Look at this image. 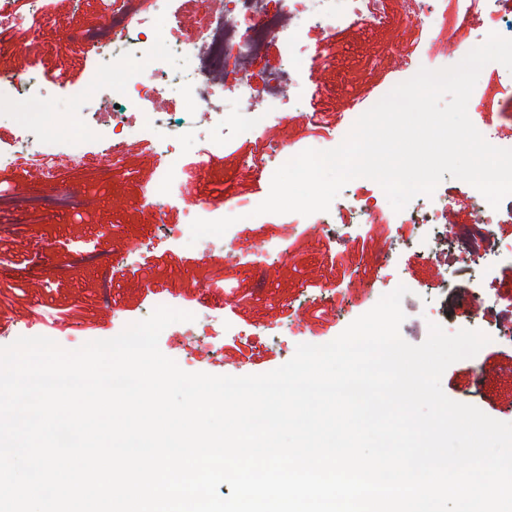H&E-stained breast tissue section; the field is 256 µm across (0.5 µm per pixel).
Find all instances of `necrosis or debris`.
<instances>
[{"label": "necrosis or debris", "instance_id": "4bbe7bcc", "mask_svg": "<svg viewBox=\"0 0 512 512\" xmlns=\"http://www.w3.org/2000/svg\"><path fill=\"white\" fill-rule=\"evenodd\" d=\"M173 0H154V10L144 15L135 0H120L108 7L105 18L112 31L108 41L83 35L98 55L88 69L83 85L85 99L97 100L114 71L125 79L112 84L113 109L108 113L110 128L99 122L80 119L67 130L56 129L50 113H38L34 122L23 124L9 150H0V166L32 165L51 171L65 163L83 158L80 144L108 138L111 150L105 159L113 168L122 161V148L129 138L162 145L165 165L145 193L146 199L164 197L183 202L179 183L181 146L197 128H204L209 148L221 149L241 133L243 127L257 128L269 120L286 121L296 101L302 97L305 82L315 80L318 66L309 53L306 36L314 29L330 30L339 25L377 26L385 17L378 11V0H201L207 18L205 29L185 36L178 31L161 30L157 20L168 17ZM465 7L455 19V29L466 27L471 18H479L486 32L512 34V9L504 10L502 0H463ZM166 40L171 56L163 58L157 49ZM282 48L279 68L255 76L254 63L261 59L269 44ZM224 76L222 91L212 94L209 75ZM178 90L195 96L200 112L190 115L180 129L161 137L167 118L147 111L146 106L162 92ZM437 206L422 209L412 199L395 220L420 225L428 243L448 238V202L441 191H434ZM387 201L383 188L374 180L362 178L352 188L341 190L329 211L313 213L323 224L329 215H341L351 205L361 223L374 221Z\"/></svg>", "mask_w": 512, "mask_h": 512}]
</instances>
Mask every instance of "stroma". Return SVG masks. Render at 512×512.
Wrapping results in <instances>:
<instances>
[{
	"instance_id": "1",
	"label": "stroma",
	"mask_w": 512,
	"mask_h": 512,
	"mask_svg": "<svg viewBox=\"0 0 512 512\" xmlns=\"http://www.w3.org/2000/svg\"><path fill=\"white\" fill-rule=\"evenodd\" d=\"M386 16L380 28L350 26L332 36L315 29L308 36L319 65L317 80L304 101L307 119L271 123L255 134L206 152L203 143L185 142L181 183L192 194L212 196L210 212L224 213L236 201L269 194L274 161L267 148L279 142L295 153L328 150L349 121L351 104L383 93L413 77L427 53L446 54L448 32L417 25L422 0H380ZM105 0H47L40 25H8L0 71L35 76L42 92L39 106L18 97L0 116V146L10 147L33 111L73 114L100 112L103 101L81 100L90 62L82 42L66 51V35L106 36ZM467 112L489 143L512 140V79L495 63L480 72ZM101 148L87 146L81 162L60 167L43 188L31 187L27 167H0V190L18 197L79 193L87 204L32 209L0 207V321L10 328L0 346L19 337L45 336L74 350L86 342L110 339L130 323L149 316L157 299L173 308L223 321L226 333L211 350L183 336L180 323L167 326L159 348L187 372L245 376L272 371L288 362L302 343L322 345L339 336L398 285L409 289L402 300L406 315L401 337L426 340L430 323L454 333L468 326L472 306L512 311V259L476 271L456 239L472 230L475 199L469 183L442 181L448 207L449 248L419 251L422 229L376 223L347 230L299 224L291 214H262L230 226V258L219 249L176 243L163 227L184 221L176 203L147 205L143 189L157 175L154 144L129 140L120 167L97 162ZM120 205H111V196ZM267 246L279 260L265 279L253 272L254 248ZM139 247L135 267H114L115 258ZM452 284L447 295L436 287ZM441 387L451 400L471 404L489 417L512 423V332L494 329L474 357L454 362Z\"/></svg>"
}]
</instances>
